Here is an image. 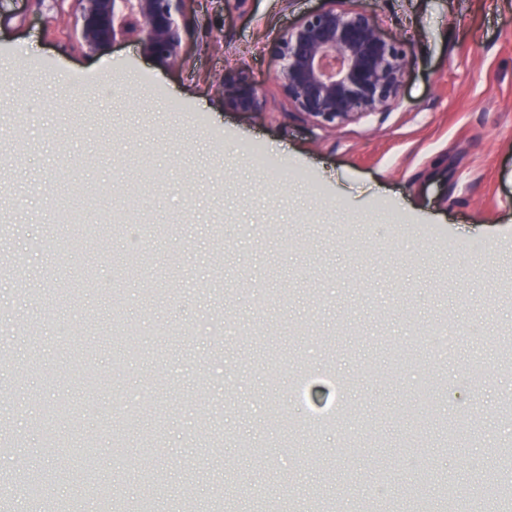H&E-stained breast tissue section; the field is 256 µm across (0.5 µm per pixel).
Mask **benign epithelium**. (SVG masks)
Instances as JSON below:
<instances>
[{"instance_id":"1","label":"benign epithelium","mask_w":512,"mask_h":512,"mask_svg":"<svg viewBox=\"0 0 512 512\" xmlns=\"http://www.w3.org/2000/svg\"><path fill=\"white\" fill-rule=\"evenodd\" d=\"M79 46L94 57L118 41L137 44L156 63H184L192 34L186 0H72ZM299 17L271 46L282 93L291 110L336 127L368 112H386L398 102L408 70L402 45L387 35L378 17L352 0ZM224 106L259 114L266 96L245 73H224Z\"/></svg>"}]
</instances>
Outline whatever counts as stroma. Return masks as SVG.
Segmentation results:
<instances>
[{"instance_id": "1", "label": "stroma", "mask_w": 512, "mask_h": 512, "mask_svg": "<svg viewBox=\"0 0 512 512\" xmlns=\"http://www.w3.org/2000/svg\"><path fill=\"white\" fill-rule=\"evenodd\" d=\"M322 4L188 0L186 62L168 68L133 43L85 57L71 0H0V469L54 476L77 512L102 485L138 512L145 467L169 488L156 512H405L431 474L456 485L444 512H468L512 445V0H357L410 66L391 110L334 129L291 111L270 52ZM234 66L261 114L225 107ZM134 178L141 215L177 231L143 240L145 276L122 285L125 238L86 263L53 211L82 184L106 207ZM267 224L301 247L281 251ZM106 313L142 344L118 369ZM300 360L351 380L352 414L311 420ZM423 383L463 438L446 451L422 433L425 458L399 417ZM121 434L132 459L116 465Z\"/></svg>"}]
</instances>
